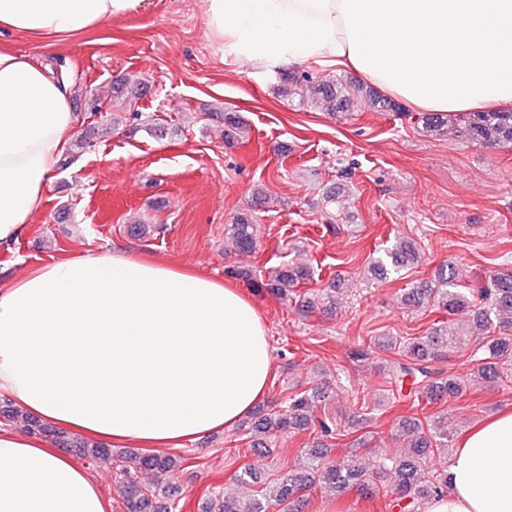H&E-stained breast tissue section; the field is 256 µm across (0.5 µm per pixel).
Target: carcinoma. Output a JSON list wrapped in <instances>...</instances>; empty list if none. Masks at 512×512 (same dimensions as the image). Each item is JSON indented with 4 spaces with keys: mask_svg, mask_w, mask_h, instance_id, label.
Segmentation results:
<instances>
[{
    "mask_svg": "<svg viewBox=\"0 0 512 512\" xmlns=\"http://www.w3.org/2000/svg\"><path fill=\"white\" fill-rule=\"evenodd\" d=\"M288 94L305 90L306 97L320 103L332 113L347 111L354 101H361L375 112L403 111L396 100L380 94L374 88L336 77H325L317 81L309 76L301 79H285ZM146 83L127 78L112 84V98L131 108L128 118L137 122L139 129L151 136H162L167 127L151 115L136 111L138 100L144 96ZM208 116L224 123V139L235 143L244 138L246 126L234 112H210ZM83 136L77 142L82 147L110 133L112 120L95 112L89 114ZM423 130L431 135H441L452 129L458 136L475 144L491 147H512V112H469L462 115L426 112L420 119ZM229 232L239 252L251 253L257 245L258 226L246 216H239L229 225ZM420 254L410 242L398 239L384 255L374 260L371 270L377 277L391 272L398 273L405 267L419 262ZM310 267L302 261H294L285 267L269 271L268 286L282 299L296 295L295 287L310 279ZM455 317L458 324L468 323L473 318L474 328L482 333L478 339L479 359L474 373L487 383H496L503 377L504 366H512V335L503 331L512 327V272L499 273L485 287L467 288L460 283L457 268L445 264L438 268L434 283L411 288L404 295L409 305L418 306L424 301ZM302 303L307 311L321 305L335 304V290L305 293ZM461 339L448 330L446 322L436 323L427 335L400 340L382 336L373 341L379 351L399 350L400 358L387 367V375L393 381L411 379L416 397L426 403H438L459 398L467 390V377L447 373L440 368L450 354L460 349ZM326 398V392L318 387L303 391L288 399L281 409L258 406L249 418L242 421L241 429L251 438V446L257 450L269 447L272 439L304 430L313 422L317 403ZM0 419L10 423H21L27 431L38 434L59 448L75 453L89 464L98 461L111 463L115 473L118 497L125 512H175V503L170 501L169 486L165 476L190 460L188 455L144 454L133 448L113 450L108 446L71 436L29 413L16 408L9 400L0 402ZM398 435L407 441L402 455L384 453L372 470L351 460L326 465L322 449L315 447L306 453L299 469L288 473V477L274 486H267L253 498L243 501L231 493L222 492V512H267L270 505L278 512H303V492L326 484L343 492L357 487L365 491L385 474L395 478L394 494L396 506L405 512H424L429 499L447 491L448 469L433 470L434 459L445 457V448L453 434L442 425L439 416L419 418L405 417L398 423ZM150 471L156 475L151 483L140 480V474Z\"/></svg>",
    "mask_w": 512,
    "mask_h": 512,
    "instance_id": "carcinoma-1",
    "label": "carcinoma"
}]
</instances>
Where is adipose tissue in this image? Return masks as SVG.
<instances>
[{
    "instance_id": "1",
    "label": "adipose tissue",
    "mask_w": 512,
    "mask_h": 512,
    "mask_svg": "<svg viewBox=\"0 0 512 512\" xmlns=\"http://www.w3.org/2000/svg\"><path fill=\"white\" fill-rule=\"evenodd\" d=\"M143 0H0V33L55 40ZM222 52L361 74L424 112L512 107V0H205ZM71 86L0 49V245L19 240L74 130ZM256 306L223 282L102 249L0 284V396L68 433L178 447L233 426L267 392ZM0 512H111L85 467L0 425ZM428 512H512V410L472 429Z\"/></svg>"
}]
</instances>
